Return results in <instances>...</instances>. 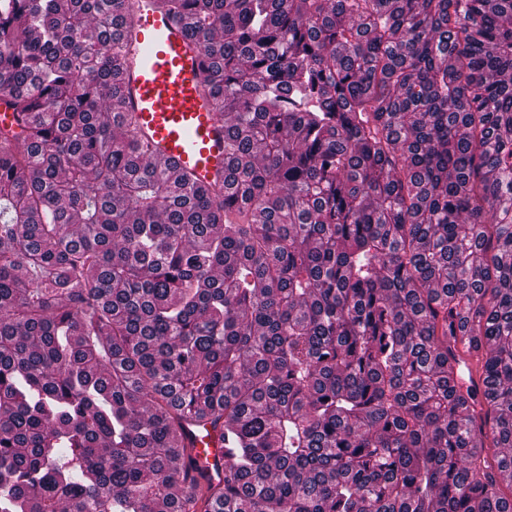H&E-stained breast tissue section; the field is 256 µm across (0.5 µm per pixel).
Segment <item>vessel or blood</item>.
Returning <instances> with one entry per match:
<instances>
[{
    "mask_svg": "<svg viewBox=\"0 0 512 512\" xmlns=\"http://www.w3.org/2000/svg\"><path fill=\"white\" fill-rule=\"evenodd\" d=\"M157 2L128 0L118 109L171 176L223 184L225 123L204 85L200 41Z\"/></svg>",
    "mask_w": 512,
    "mask_h": 512,
    "instance_id": "obj_1",
    "label": "vessel or blood"
}]
</instances>
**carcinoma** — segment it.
Here are the masks:
<instances>
[{
	"label": "carcinoma",
	"instance_id": "1",
	"mask_svg": "<svg viewBox=\"0 0 512 512\" xmlns=\"http://www.w3.org/2000/svg\"><path fill=\"white\" fill-rule=\"evenodd\" d=\"M125 5L0 0V512H512V0H159L222 191L112 108Z\"/></svg>",
	"mask_w": 512,
	"mask_h": 512
}]
</instances>
